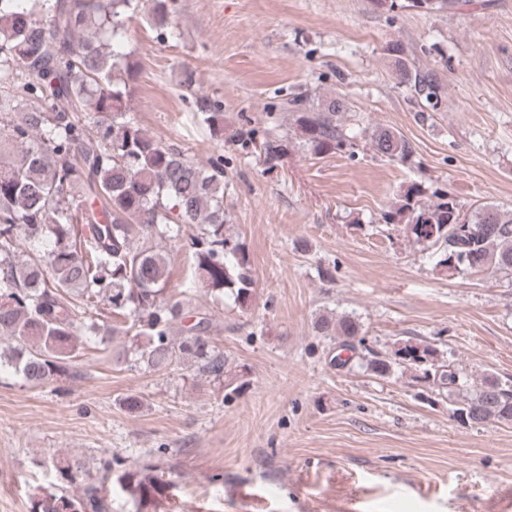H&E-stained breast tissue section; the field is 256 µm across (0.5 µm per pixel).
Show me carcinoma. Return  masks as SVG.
<instances>
[{
  "instance_id": "carcinoma-1",
  "label": "carcinoma",
  "mask_w": 512,
  "mask_h": 512,
  "mask_svg": "<svg viewBox=\"0 0 512 512\" xmlns=\"http://www.w3.org/2000/svg\"><path fill=\"white\" fill-rule=\"evenodd\" d=\"M461 0H376L381 7L428 13ZM145 10L162 39L175 38L168 0H0V369L39 387L65 373L82 338H129L128 368L166 370L179 361L193 367L224 397L244 390L212 340L211 311L191 313L166 297L172 263L155 240L178 239L191 254L194 277L217 303L224 295L245 304L254 291L245 244L224 231V156L203 163L148 134L130 112L138 76L130 54L112 41ZM399 83L437 107L444 88L430 71L409 62L398 43L388 46ZM288 99L291 124L314 153L354 152L355 136L342 121L344 105L329 97L317 105ZM195 118L224 137L223 103L206 101ZM371 148L392 161L413 153L400 133L376 127ZM288 138L267 135L256 145L272 170ZM411 185L387 224H402L415 242L435 248V267L449 273L512 276V211L486 203L471 211L442 193L432 204ZM318 335L358 334L354 318L322 316ZM435 350L404 345L374 354L367 369L385 376L395 366H426L424 378L451 393L458 369L434 363ZM452 415L468 425L512 423V389L484 376L453 401ZM54 468L73 481L79 461L60 458ZM99 480L71 494L44 490L29 512H112V487L134 512H158L170 484L160 463L127 464L117 454L99 460Z\"/></svg>"
}]
</instances>
